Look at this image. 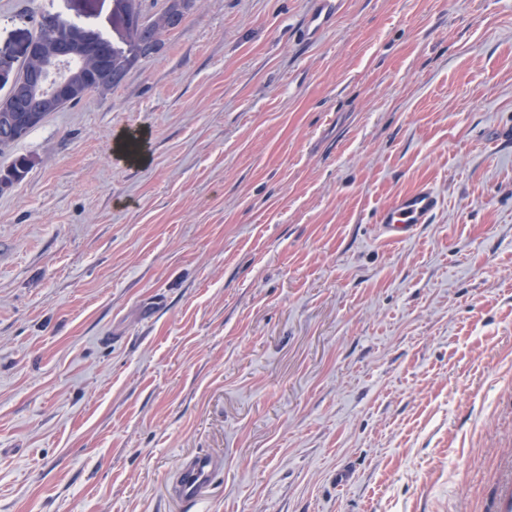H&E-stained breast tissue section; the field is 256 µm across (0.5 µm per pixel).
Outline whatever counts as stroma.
Returning a JSON list of instances; mask_svg holds the SVG:
<instances>
[{"label": "stroma", "mask_w": 512, "mask_h": 512, "mask_svg": "<svg viewBox=\"0 0 512 512\" xmlns=\"http://www.w3.org/2000/svg\"><path fill=\"white\" fill-rule=\"evenodd\" d=\"M311 7L201 0L0 154L33 163L0 191V512H499L512 0H341L312 40ZM48 8L112 31V0H0L1 59ZM439 206L437 195L428 187L402 194L383 209L378 218L381 234L393 242L414 236L420 224H427ZM223 466L221 459L211 455L183 458L171 482V494L186 505L195 504L204 487L223 469Z\"/></svg>", "instance_id": "stroma-1"}]
</instances>
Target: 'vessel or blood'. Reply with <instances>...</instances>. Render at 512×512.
<instances>
[{"mask_svg": "<svg viewBox=\"0 0 512 512\" xmlns=\"http://www.w3.org/2000/svg\"><path fill=\"white\" fill-rule=\"evenodd\" d=\"M340 0H313L307 16L304 33L316 38L336 16ZM439 206L433 190L427 187L402 194L383 209L378 218L381 234L393 242L414 236L419 225L429 223ZM223 468V462L211 455H193L183 458L170 485L171 494L192 505L199 499L204 487Z\"/></svg>", "mask_w": 512, "mask_h": 512, "instance_id": "b4317fda", "label": "vessel or blood"}]
</instances>
